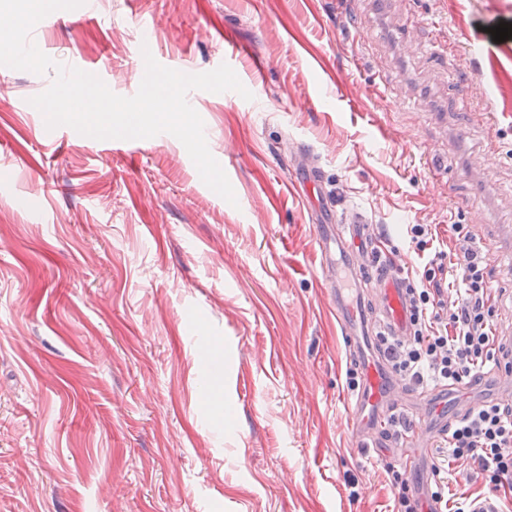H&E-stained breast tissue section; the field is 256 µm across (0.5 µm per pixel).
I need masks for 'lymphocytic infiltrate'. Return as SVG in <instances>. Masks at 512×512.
<instances>
[{
	"mask_svg": "<svg viewBox=\"0 0 512 512\" xmlns=\"http://www.w3.org/2000/svg\"><path fill=\"white\" fill-rule=\"evenodd\" d=\"M451 230L465 243L447 262L429 258L411 293L414 332L389 345L393 368L418 387L480 383L503 344L493 329L497 297L489 283V257L473 246L465 225ZM449 456L477 465L494 488L512 489V403L486 400L448 428Z\"/></svg>",
	"mask_w": 512,
	"mask_h": 512,
	"instance_id": "f902f5d3",
	"label": "lymphocytic infiltrate"
}]
</instances>
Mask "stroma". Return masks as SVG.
<instances>
[{
	"label": "stroma",
	"instance_id": "stroma-1",
	"mask_svg": "<svg viewBox=\"0 0 512 512\" xmlns=\"http://www.w3.org/2000/svg\"><path fill=\"white\" fill-rule=\"evenodd\" d=\"M31 39L55 62L135 69L140 19L188 74L251 58V101L201 96L209 149L237 202L179 140L51 144L29 100L54 71L0 69V512H396L391 451L356 447L354 362L320 286L317 228L293 190L300 143L338 213L362 211L399 267L424 266L410 227L499 234L494 323L512 333V39L473 51L512 0H97ZM440 29L447 55L404 53ZM388 100L374 99L375 72ZM491 372L437 393L415 427L496 398Z\"/></svg>",
	"mask_w": 512,
	"mask_h": 512
}]
</instances>
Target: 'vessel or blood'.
Listing matches in <instances>:
<instances>
[{"instance_id":"vessel-or-blood-1","label":"vessel or blood","mask_w":512,"mask_h":512,"mask_svg":"<svg viewBox=\"0 0 512 512\" xmlns=\"http://www.w3.org/2000/svg\"><path fill=\"white\" fill-rule=\"evenodd\" d=\"M318 226L320 268L328 280L336 319L359 367V383L345 410L359 447L377 448L388 441L386 430L394 416L417 414L419 407L403 395L386 373L387 354H366L362 337L379 331L390 342L413 332L410 282L397 267L377 266L373 244L364 232L363 214L335 222L329 199H322Z\"/></svg>"}]
</instances>
